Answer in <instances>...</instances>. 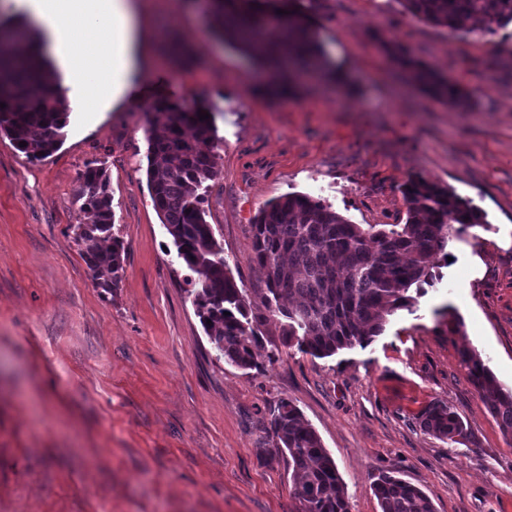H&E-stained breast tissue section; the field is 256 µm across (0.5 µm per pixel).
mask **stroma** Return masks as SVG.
<instances>
[{
  "label": "stroma",
  "instance_id": "35a3bbf8",
  "mask_svg": "<svg viewBox=\"0 0 512 512\" xmlns=\"http://www.w3.org/2000/svg\"><path fill=\"white\" fill-rule=\"evenodd\" d=\"M135 4L146 64L124 98L84 111L83 88L56 62L70 104L61 146L32 161L0 137V512H299L264 426L281 399L334 458L351 512H380L382 472L422 489L435 512H512V440L459 362L470 347L512 387V40L449 34L397 0H304L342 83L274 97L256 88L252 56L211 35L212 0ZM398 44L470 91L473 108L410 86ZM186 99L214 114L206 220L267 319L277 359L258 369L212 354L151 202L144 114ZM96 160L126 248L111 295L71 231L89 220L75 197ZM413 176L470 200L486 224L452 229L439 281L367 347L323 359L282 347L250 261L258 212L302 192L355 224H401ZM438 401L467 440L421 430Z\"/></svg>",
  "mask_w": 512,
  "mask_h": 512
}]
</instances>
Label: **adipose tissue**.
Segmentation results:
<instances>
[{"instance_id": "adipose-tissue-1", "label": "adipose tissue", "mask_w": 512, "mask_h": 512, "mask_svg": "<svg viewBox=\"0 0 512 512\" xmlns=\"http://www.w3.org/2000/svg\"><path fill=\"white\" fill-rule=\"evenodd\" d=\"M22 2L34 25H49V53L61 60L73 83L88 89L85 111H98L101 101L118 99L132 86L144 61L135 49L139 22L130 0ZM88 27L104 32V54L94 56L86 48L74 47L78 31Z\"/></svg>"}]
</instances>
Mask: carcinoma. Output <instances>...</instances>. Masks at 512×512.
Returning <instances> with one entry per match:
<instances>
[{"label":"carcinoma","mask_w":512,"mask_h":512,"mask_svg":"<svg viewBox=\"0 0 512 512\" xmlns=\"http://www.w3.org/2000/svg\"><path fill=\"white\" fill-rule=\"evenodd\" d=\"M213 34L243 52L263 50L259 63L275 72L299 68L320 77L329 71L314 23L303 0H215ZM412 17L464 36L468 18H492L495 35L512 23V0H397ZM285 13L280 14L278 10ZM41 36L20 17L0 16V37ZM420 89L461 110L472 107L470 94L437 71L394 50ZM50 62L38 53L18 55L0 43V136L31 160H42L62 142L68 106L55 84ZM207 108L198 102L160 101L150 112L147 181L153 206L190 275L185 282L216 359L241 369H259L255 349L266 321L251 313L246 290L237 284L224 247L207 223L204 204L208 182L216 175L213 118L199 119ZM406 203L403 224H353L332 206L307 194L288 193L259 211L253 229L251 261L264 276L262 298L278 316L282 346L325 358L362 348L381 334L388 317L410 309L416 296L432 285L434 261L454 224L485 223L478 208L448 188L414 176L401 188ZM77 201L93 214L90 224L71 225L80 255L94 285L113 293L124 276L125 246L115 229V211L107 168L87 165ZM460 362L504 437L512 439V388L504 386L472 350ZM277 448L288 454L291 494L299 512H350L345 484L335 460L315 429L291 402L268 408ZM422 430L460 443L467 429L460 415L444 403L428 406L419 417ZM372 489L381 512H435L419 488L391 474H380Z\"/></svg>","instance_id":"carcinoma-1"}]
</instances>
